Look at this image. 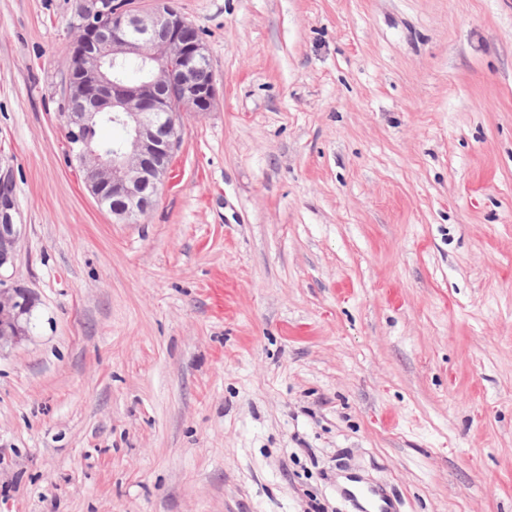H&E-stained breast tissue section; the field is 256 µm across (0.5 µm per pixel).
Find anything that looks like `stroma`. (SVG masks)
I'll return each instance as SVG.
<instances>
[{"label": "stroma", "mask_w": 512, "mask_h": 512, "mask_svg": "<svg viewBox=\"0 0 512 512\" xmlns=\"http://www.w3.org/2000/svg\"><path fill=\"white\" fill-rule=\"evenodd\" d=\"M173 5L216 101L116 224L60 121L78 0H0V512H512V0ZM2 190L0 193V282L4 273L13 268L18 258V242L23 224L13 221L15 209L13 198L6 189L9 178L0 175ZM33 306L28 291H0V340L15 339L22 334L21 317ZM32 311V310H31ZM31 311L25 316H29Z\"/></svg>", "instance_id": "obj_1"}]
</instances>
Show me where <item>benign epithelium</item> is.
I'll use <instances>...</instances> for the list:
<instances>
[{
	"mask_svg": "<svg viewBox=\"0 0 512 512\" xmlns=\"http://www.w3.org/2000/svg\"><path fill=\"white\" fill-rule=\"evenodd\" d=\"M78 28L69 61L67 108L61 121L72 159L98 207L119 223L129 224L153 206L168 178L181 142L182 116L212 110L216 88L207 47L197 28L173 6L153 0L142 14L129 0H80ZM165 30L158 40L154 31ZM139 59L152 67L137 83L123 79L116 67ZM111 118L127 136L107 149L90 136ZM13 198L0 190V282L18 258L22 225L13 221ZM33 306L27 291H0V340L22 334L21 317Z\"/></svg>",
	"mask_w": 512,
	"mask_h": 512,
	"instance_id": "obj_1",
	"label": "benign epithelium"
}]
</instances>
